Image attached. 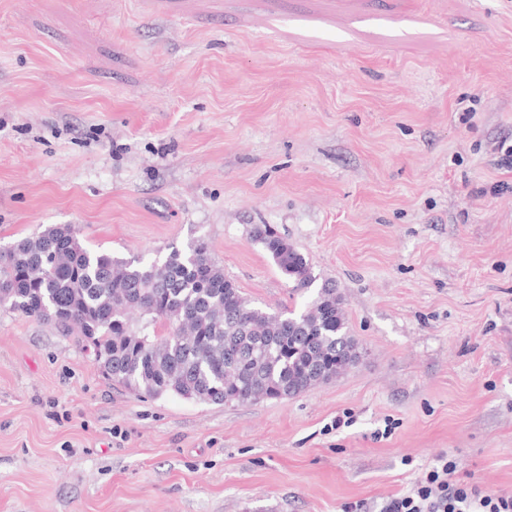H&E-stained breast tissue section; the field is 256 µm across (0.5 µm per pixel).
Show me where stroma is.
<instances>
[{
    "label": "stroma",
    "mask_w": 512,
    "mask_h": 512,
    "mask_svg": "<svg viewBox=\"0 0 512 512\" xmlns=\"http://www.w3.org/2000/svg\"><path fill=\"white\" fill-rule=\"evenodd\" d=\"M510 147L512 0H0V247L202 236L300 310L266 225L363 349L293 399L151 398L1 308L0 512H378L443 456L512 494Z\"/></svg>",
    "instance_id": "obj_1"
}]
</instances>
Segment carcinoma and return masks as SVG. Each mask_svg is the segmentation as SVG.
I'll use <instances>...</instances> for the list:
<instances>
[{
    "label": "carcinoma",
    "mask_w": 512,
    "mask_h": 512,
    "mask_svg": "<svg viewBox=\"0 0 512 512\" xmlns=\"http://www.w3.org/2000/svg\"><path fill=\"white\" fill-rule=\"evenodd\" d=\"M253 236L293 288H315L302 312L250 305L202 236L127 259L88 251L69 226L5 249L0 307L77 329L106 376L139 394L224 405L294 398L343 375L361 352L335 285L315 287L288 239L259 225Z\"/></svg>",
    "instance_id": "1"
}]
</instances>
